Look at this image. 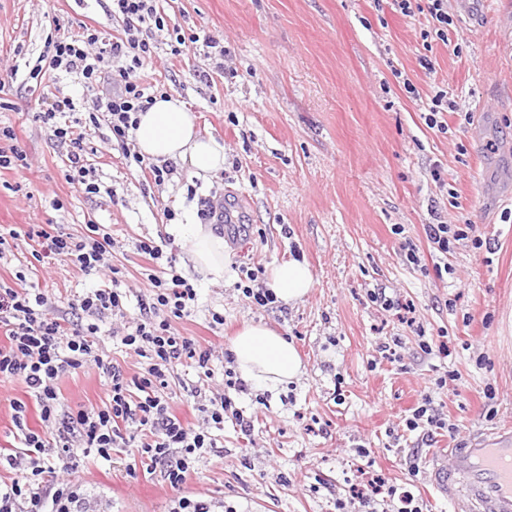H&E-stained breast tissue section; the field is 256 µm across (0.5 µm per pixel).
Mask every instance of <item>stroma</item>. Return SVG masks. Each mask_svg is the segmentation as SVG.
Segmentation results:
<instances>
[{"instance_id": "stroma-1", "label": "stroma", "mask_w": 512, "mask_h": 512, "mask_svg": "<svg viewBox=\"0 0 512 512\" xmlns=\"http://www.w3.org/2000/svg\"><path fill=\"white\" fill-rule=\"evenodd\" d=\"M169 25L213 36L224 69L199 82L203 44L181 54L159 45L146 83L182 99L202 134L224 147L223 170L195 176L185 164L162 184L125 158L120 146L92 155L101 194L64 177L66 149L35 118L39 98L76 94L74 120L88 125L102 83L81 91L75 76L36 81L29 72L53 33V17L110 34L119 29L109 0H0V128L12 127L29 168L0 172V227L42 224L75 235L88 223L112 234V263L127 285L145 291L138 241L164 239L176 270L201 295L183 335L230 344L244 324L288 336L305 372L254 407L251 436L225 423L222 451L201 458L182 490L138 467L125 453L111 463L53 458L80 486L89 512H175L180 495L211 512H339L370 475L413 482L423 512H452L432 485V451L458 448L512 427V0H488L482 22L448 0L447 41L424 49L427 13L405 16L392 0H160ZM428 57L423 68L420 57ZM416 88L407 93L397 75ZM455 110L447 132L423 118L437 91ZM441 170L434 180L433 170ZM195 197H188V188ZM223 203L229 222L214 225L232 264L229 277L195 271L181 225L200 223L201 199ZM175 220H168L167 210ZM468 224L470 240L449 255L430 248L424 225ZM413 242L412 264L402 248ZM306 260L314 286L302 302L260 308L239 286L248 270ZM25 240L0 259V279L67 298L89 285L54 260L30 269ZM449 265V274L436 269ZM413 304L417 325L443 338L447 354H424L398 309L375 292ZM224 325L210 326L212 313ZM400 338L395 357L378 343ZM65 404L101 406L103 377L89 368L60 382ZM431 397L447 423L430 445L406 417ZM417 475H410V466Z\"/></svg>"}]
</instances>
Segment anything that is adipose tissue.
I'll use <instances>...</instances> for the list:
<instances>
[{"instance_id":"adipose-tissue-1","label":"adipose tissue","mask_w":512,"mask_h":512,"mask_svg":"<svg viewBox=\"0 0 512 512\" xmlns=\"http://www.w3.org/2000/svg\"><path fill=\"white\" fill-rule=\"evenodd\" d=\"M130 135L139 154L150 160L181 162L198 175L224 167L223 145L200 135L184 102L175 96L156 97L146 111L138 113ZM185 231L192 262L201 275L218 279L230 274L231 258L222 236L200 224L186 225ZM266 286L277 301L292 304L310 293L313 275L306 263L290 260L269 269ZM231 352L242 377L262 390L276 391L303 373V361L293 343L264 325H244L231 343Z\"/></svg>"}]
</instances>
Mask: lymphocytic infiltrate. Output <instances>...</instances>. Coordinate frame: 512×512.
<instances>
[{
    "mask_svg": "<svg viewBox=\"0 0 512 512\" xmlns=\"http://www.w3.org/2000/svg\"><path fill=\"white\" fill-rule=\"evenodd\" d=\"M112 11L121 16V33L107 35L92 26L80 33L48 41L34 77L50 72L75 75L83 88L93 89L110 78L112 92L98 100L97 111L106 113L109 136L104 145L126 143L132 116L153 101L142 72L151 63L158 43L169 42L172 53L197 42L217 47L216 39L169 27L157 0H112ZM111 63L104 75L103 63ZM76 109L72 95L58 93L42 101L38 121L49 125L56 141L65 146L68 183L84 193L96 194L100 186L86 155L90 133L77 129L70 119ZM111 234L89 225L76 237L55 225L37 230L31 255L36 261L57 258L84 273H97L99 281L82 294L60 304L48 291L20 283L0 281V379L16 378L26 386L27 400L10 402L12 422L29 460L25 480L0 479V512H80L79 487L45 465L51 452L69 458L92 455L111 461L120 450L139 458L148 469L159 471L172 489L190 477L196 459L215 452L217 431L225 422L244 435L254 430V417L236 403L249 394L246 383L232 369H225L224 387L214 390V362L223 345L181 334L176 323L190 317L198 299L193 284L179 276L175 257H167L155 240L136 245L137 254L150 263L165 261L161 274L149 275V294L131 298L117 267L109 264ZM136 301L139 313L129 316L128 303ZM111 322L113 335L139 359L138 372L127 373L100 341L103 322ZM104 377L102 406H64L58 383L62 377L86 368ZM191 375V394L204 399V418L195 424L180 419L170 404L169 377L174 370ZM39 413L38 426L28 423L29 407ZM397 498V512H422L411 490H396L378 475L355 490L360 512H376L378 495Z\"/></svg>",
    "mask_w": 512,
    "mask_h": 512,
    "instance_id": "f902f5d3",
    "label": "lymphocytic infiltrate"
}]
</instances>
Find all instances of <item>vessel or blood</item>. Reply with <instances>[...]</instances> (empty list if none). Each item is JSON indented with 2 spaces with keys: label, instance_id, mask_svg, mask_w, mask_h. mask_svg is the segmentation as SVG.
Listing matches in <instances>:
<instances>
[{
  "label": "vessel or blood",
  "instance_id": "obj_1",
  "mask_svg": "<svg viewBox=\"0 0 512 512\" xmlns=\"http://www.w3.org/2000/svg\"><path fill=\"white\" fill-rule=\"evenodd\" d=\"M452 465L435 461L432 482L454 512H512V429L451 449Z\"/></svg>",
  "mask_w": 512,
  "mask_h": 512
}]
</instances>
